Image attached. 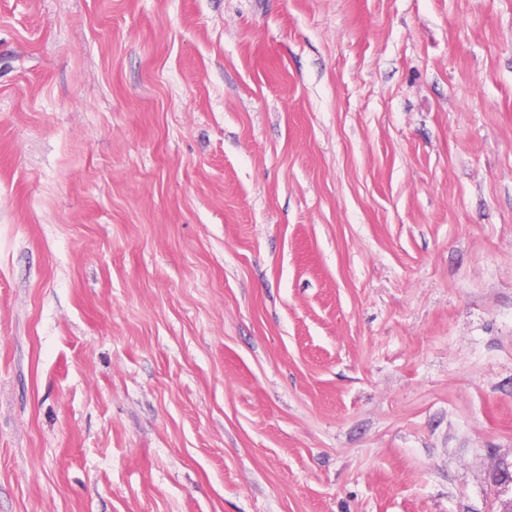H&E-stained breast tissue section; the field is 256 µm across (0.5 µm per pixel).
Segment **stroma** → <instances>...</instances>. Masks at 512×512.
<instances>
[{
	"label": "stroma",
	"instance_id": "obj_1",
	"mask_svg": "<svg viewBox=\"0 0 512 512\" xmlns=\"http://www.w3.org/2000/svg\"><path fill=\"white\" fill-rule=\"evenodd\" d=\"M512 0H0V512H498Z\"/></svg>",
	"mask_w": 512,
	"mask_h": 512
}]
</instances>
